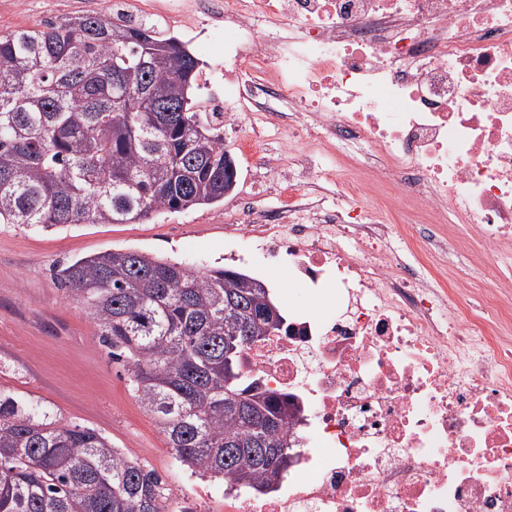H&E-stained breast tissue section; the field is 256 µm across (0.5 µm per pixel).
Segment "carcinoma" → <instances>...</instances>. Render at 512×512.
Masks as SVG:
<instances>
[{
  "label": "carcinoma",
  "mask_w": 512,
  "mask_h": 512,
  "mask_svg": "<svg viewBox=\"0 0 512 512\" xmlns=\"http://www.w3.org/2000/svg\"><path fill=\"white\" fill-rule=\"evenodd\" d=\"M198 66L154 23L102 13L0 34V224H133L224 200V120L198 109ZM54 278L180 466L244 489L286 477L295 409L240 364L288 331L260 280L131 250ZM164 492L102 434L0 389V512H165Z\"/></svg>",
  "instance_id": "1"
}]
</instances>
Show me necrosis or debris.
<instances>
[{
	"label": "necrosis or debris",
	"mask_w": 512,
	"mask_h": 512,
	"mask_svg": "<svg viewBox=\"0 0 512 512\" xmlns=\"http://www.w3.org/2000/svg\"><path fill=\"white\" fill-rule=\"evenodd\" d=\"M113 18L210 19L238 105L271 96L287 139L311 132L386 174L424 244L363 212L319 213L308 183L266 170L283 204L225 225L274 261L295 295L288 334L242 355L287 393L298 446L276 489L170 490L166 512H512V267L462 301L411 260L448 251L441 224L512 247V0H104Z\"/></svg>",
	"instance_id": "1"
}]
</instances>
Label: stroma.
Segmentation results:
<instances>
[{
    "label": "stroma",
    "instance_id": "35a3bbf8",
    "mask_svg": "<svg viewBox=\"0 0 512 512\" xmlns=\"http://www.w3.org/2000/svg\"><path fill=\"white\" fill-rule=\"evenodd\" d=\"M101 9L102 0H0V31ZM254 120L246 112L236 126L224 130V147L238 165L239 179L223 202L136 224H72L52 230L0 224V389L38 401L62 423L96 430L170 485L188 486L189 473L175 463L130 390L125 368L112 360L87 311L60 289L53 271L106 250H135L201 269L224 266L250 274L284 300L286 267L267 260L243 237L224 234L226 218L238 210L280 204L275 185L259 179L261 153L241 148L243 138L256 131ZM294 152L331 171L322 182L325 205L373 210L381 221L393 220L399 202L392 185L372 179L326 143L304 141L295 144ZM506 263L512 264V249L485 255L477 225L457 224L447 258L432 260L430 266L454 287L471 289L478 297L489 272Z\"/></svg>",
    "mask_w": 512,
    "mask_h": 512
}]
</instances>
